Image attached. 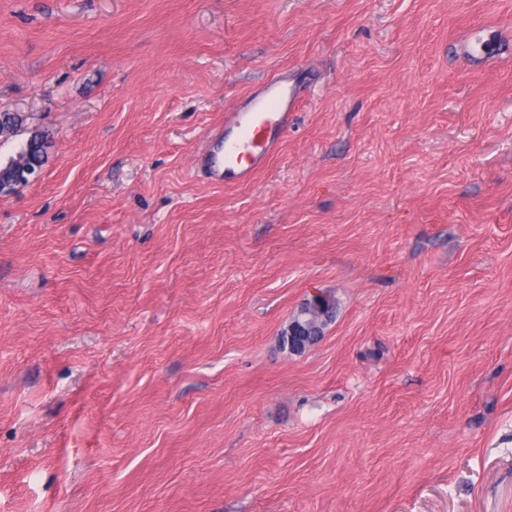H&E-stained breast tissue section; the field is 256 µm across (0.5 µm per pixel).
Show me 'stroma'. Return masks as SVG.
<instances>
[{
	"label": "stroma",
	"mask_w": 512,
	"mask_h": 512,
	"mask_svg": "<svg viewBox=\"0 0 512 512\" xmlns=\"http://www.w3.org/2000/svg\"><path fill=\"white\" fill-rule=\"evenodd\" d=\"M0 112V512H512V0H0ZM300 99L301 87L291 75L264 81L211 134L212 148L198 165L215 184H248L276 152ZM6 166L12 170V179L9 183L0 186L1 195H10L18 191L20 188L35 181L41 176V167H31L24 163L20 152L15 156L7 158ZM329 296L321 292H313L309 298L305 299L298 307L295 314L292 316L288 323L287 328L279 336V342L283 347H287L290 353H301L309 347L310 336H316V339H321L324 334V329L332 320L333 315L328 319L322 328L313 333L310 331L309 326L302 320L303 317H314L320 310L330 306Z\"/></svg>",
	"instance_id": "stroma-1"
}]
</instances>
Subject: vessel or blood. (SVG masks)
Listing matches in <instances>:
<instances>
[{
    "instance_id": "vessel-or-blood-1",
    "label": "vessel or blood",
    "mask_w": 512,
    "mask_h": 512,
    "mask_svg": "<svg viewBox=\"0 0 512 512\" xmlns=\"http://www.w3.org/2000/svg\"><path fill=\"white\" fill-rule=\"evenodd\" d=\"M301 87L289 75L264 81L211 136L212 147L198 158L213 183L245 185L263 169L291 125Z\"/></svg>"
}]
</instances>
